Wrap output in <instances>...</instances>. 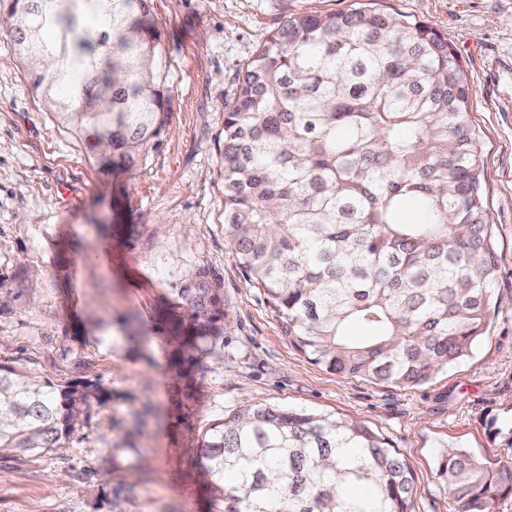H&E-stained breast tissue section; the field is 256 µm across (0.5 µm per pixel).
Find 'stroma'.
Instances as JSON below:
<instances>
[{"mask_svg": "<svg viewBox=\"0 0 512 512\" xmlns=\"http://www.w3.org/2000/svg\"><path fill=\"white\" fill-rule=\"evenodd\" d=\"M355 0H151L168 57L166 131L132 172L98 163L33 93L0 29V362L109 396L65 449L0 458V512H224L200 475L205 430L263 402L365 421L416 480V512H448V448L512 461V0H375L448 38L472 92L498 304L472 356L423 387L345 378L295 351L224 244V100L288 15ZM220 271L230 323L218 356L171 336L166 300Z\"/></svg>", "mask_w": 512, "mask_h": 512, "instance_id": "1", "label": "stroma"}]
</instances>
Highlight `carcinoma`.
<instances>
[{
	"instance_id": "1",
	"label": "carcinoma",
	"mask_w": 512,
	"mask_h": 512,
	"mask_svg": "<svg viewBox=\"0 0 512 512\" xmlns=\"http://www.w3.org/2000/svg\"><path fill=\"white\" fill-rule=\"evenodd\" d=\"M30 85L74 136L132 166L158 143L170 71L149 0H0ZM471 92L448 37L365 3L298 13L224 101V243L290 345L345 378L424 386L486 337L498 270ZM171 319L200 350L229 324L200 268ZM103 390L0 363V457L64 447ZM224 512H415V475L368 424L251 404L200 448ZM233 474L234 483H224ZM449 512H499L512 462L449 448Z\"/></svg>"
}]
</instances>
